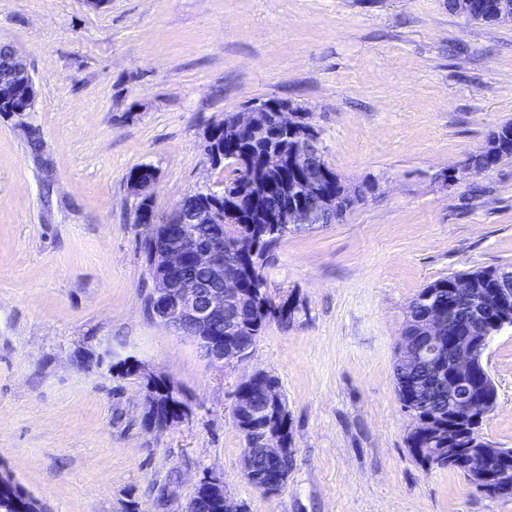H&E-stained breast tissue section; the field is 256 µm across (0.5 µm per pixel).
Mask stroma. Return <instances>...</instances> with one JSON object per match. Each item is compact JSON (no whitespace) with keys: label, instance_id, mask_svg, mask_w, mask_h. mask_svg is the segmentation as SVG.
I'll list each match as a JSON object with an SVG mask.
<instances>
[{"label":"stroma","instance_id":"obj_1","mask_svg":"<svg viewBox=\"0 0 512 512\" xmlns=\"http://www.w3.org/2000/svg\"><path fill=\"white\" fill-rule=\"evenodd\" d=\"M0 44L38 88L24 118L0 115V469L50 512H185L211 473L243 512H512L414 459L394 380L426 285L512 267V158L469 164L512 122V22L448 0H0ZM274 97L312 114L363 198L274 248L264 275L294 318L218 369L148 312L127 176L155 169L162 217L222 189L204 128ZM109 357L173 382L187 418L149 427L140 380ZM485 364L498 400L479 437L512 448V329ZM257 373L279 382L294 457L271 495L248 483L233 420ZM457 3L456 12L458 14L464 16L468 20L476 21V22H501V21H509L507 19H498L495 16H485L479 19H476L480 16L481 12L492 10L493 6H497L498 4L487 3L484 1L491 0H455ZM483 1V2H479ZM476 19V20H473Z\"/></svg>","mask_w":512,"mask_h":512}]
</instances>
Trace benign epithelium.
Here are the masks:
<instances>
[{"label": "benign epithelium", "mask_w": 512, "mask_h": 512, "mask_svg": "<svg viewBox=\"0 0 512 512\" xmlns=\"http://www.w3.org/2000/svg\"><path fill=\"white\" fill-rule=\"evenodd\" d=\"M456 12L468 20L476 19L484 11L493 7L485 0H456ZM4 83L10 103L5 111L21 117L28 112L37 98V87L26 63L13 47L7 48V55L0 60ZM228 139L260 138L282 132H296L307 142L320 139V131L311 116L293 106L286 99H268L251 105L247 111L238 112L221 121L209 124L203 133V151L210 164L218 168L224 163V150L216 144L219 132ZM309 148L294 149L288 153L272 149L263 154L259 167H252L249 158L242 155L236 158V165L247 172L249 183L260 181L263 174L282 172L290 168L301 171L304 176L288 182L283 188V202L268 213L266 222L276 224L286 230L290 224H304L317 209L318 204L332 208L336 204L331 186L324 181L331 180L324 168H316ZM157 179L154 168L141 167L129 178L130 188L141 197V204L135 210L134 223L150 228L149 241L152 247L149 263L154 289L148 297V306L153 319L181 334L190 326L194 330L191 339L207 345L206 358L211 366L222 369L224 365L244 358V354L232 347H224V336L203 335L206 328L214 329L224 325V306L243 296L241 281L224 272V239L218 235L203 243L187 235L179 219L171 215L159 218L155 210L145 206L149 202L148 189ZM238 190L232 195L224 191L205 189L201 191V202L194 211L193 220L205 224L233 223L241 217L236 206ZM205 270L206 278L197 279L175 276L187 260ZM452 288L455 294L466 295L470 300L469 309L461 323L470 331L485 323L489 308L498 310L499 319L495 330L512 327V269L498 272L489 290L474 286V280L464 277L456 281ZM428 309L423 319L422 333L425 343L417 345L401 337L399 352L412 364L427 360L434 364L432 380L413 388L418 397L430 394L443 380H448V439L435 431L429 422L415 411H409L417 432L416 441L424 446L440 442L448 444V460H460L471 476L472 486L485 493L512 494V467H497L496 453L484 448L477 441L466 439L467 432L461 425L463 416L469 417L470 427H476L494 409L496 394L487 389L477 392L473 384L474 374L483 369L482 360L493 336L486 332L483 336H472L454 345L443 347L446 330L455 322L453 312H444L443 306L427 299ZM177 400L173 405L175 416L162 422L150 421L154 428H165L183 420L188 408L177 393L171 394ZM254 418L263 422V435L260 448L271 455L288 454L290 448L283 438L280 414L273 411H257ZM201 484L206 496L196 500L195 506H212L213 499L222 501V512H240L230 497L224 493V481L220 477H209ZM0 505L22 512H48L47 506L39 499L27 495L17 484L14 476L0 472Z\"/></svg>", "instance_id": "benign-epithelium-1"}]
</instances>
